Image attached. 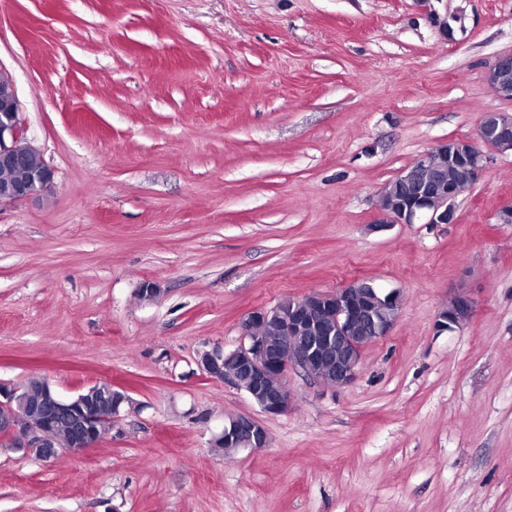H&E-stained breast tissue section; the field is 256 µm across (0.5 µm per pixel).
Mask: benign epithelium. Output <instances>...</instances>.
Segmentation results:
<instances>
[{
	"mask_svg": "<svg viewBox=\"0 0 512 512\" xmlns=\"http://www.w3.org/2000/svg\"><path fill=\"white\" fill-rule=\"evenodd\" d=\"M486 81L498 98L512 101V54L494 61L486 72ZM24 136L14 85L0 73V169L15 171L25 165L16 150V143ZM478 138L496 153L512 150V116L505 112L484 113ZM489 162L490 156L468 140L438 143L414 161L420 171L413 172L408 167L398 175L407 194L387 207H379L378 224L455 223V199L480 179ZM447 164L455 167L458 175L451 184L442 177ZM53 181V170L44 164L24 177L0 183V205L42 192ZM357 290L356 280L336 289L340 301L335 306L329 303L326 293L313 292L303 297L307 305L304 313L298 308L285 312L278 304L255 309L242 321L245 341L239 347L230 352L220 346L204 350L199 354L198 365L209 378L232 387L237 386V379L225 375L224 366L235 365L253 384L249 398L267 415L282 414L293 404L294 394L285 379L292 365L301 367L325 387H345L355 380L366 348L354 335L356 322L365 317L355 299ZM473 312V299L460 292L441 309L436 325L441 330L460 328L471 320ZM310 319L326 321L329 328L299 345L283 342L272 349L263 337L248 335L253 324L262 322L288 336H298ZM274 372L278 384L272 386L269 379ZM126 400L125 392L112 388L110 382H98L72 397H63L47 380L34 378L20 390L5 392L0 388V436L45 461L62 452L79 454L103 437ZM225 437L249 449L262 448L268 441L265 427L252 415L233 417L218 435L220 439Z\"/></svg>",
	"mask_w": 512,
	"mask_h": 512,
	"instance_id": "7a95c632",
	"label": "benign epithelium"
}]
</instances>
